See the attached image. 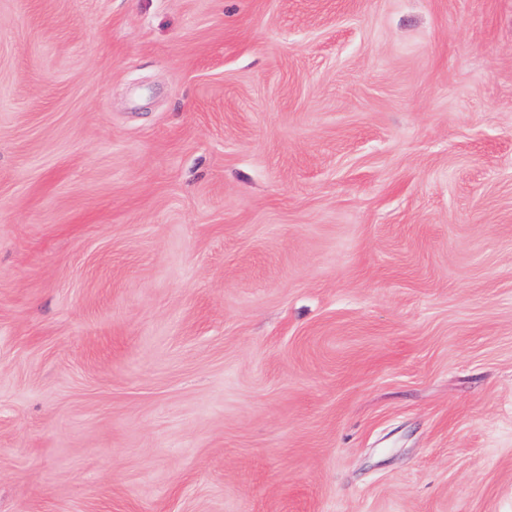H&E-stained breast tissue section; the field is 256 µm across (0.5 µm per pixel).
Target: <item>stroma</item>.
<instances>
[{
	"label": "stroma",
	"instance_id": "1",
	"mask_svg": "<svg viewBox=\"0 0 512 512\" xmlns=\"http://www.w3.org/2000/svg\"><path fill=\"white\" fill-rule=\"evenodd\" d=\"M0 512H512V0H0Z\"/></svg>",
	"mask_w": 512,
	"mask_h": 512
}]
</instances>
